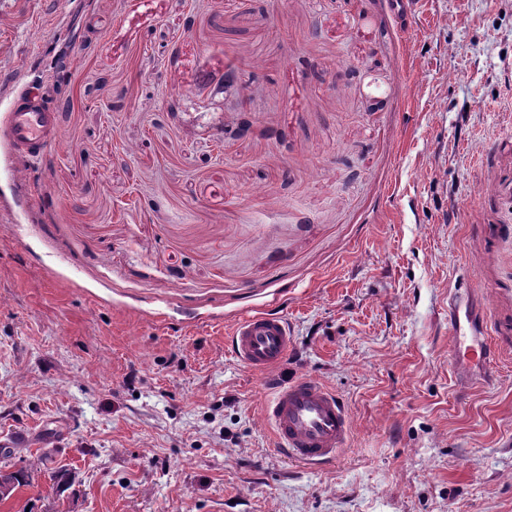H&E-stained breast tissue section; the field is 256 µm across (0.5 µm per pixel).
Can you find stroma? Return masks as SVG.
Listing matches in <instances>:
<instances>
[{
	"instance_id": "1",
	"label": "stroma",
	"mask_w": 512,
	"mask_h": 512,
	"mask_svg": "<svg viewBox=\"0 0 512 512\" xmlns=\"http://www.w3.org/2000/svg\"><path fill=\"white\" fill-rule=\"evenodd\" d=\"M257 313L346 403L335 463L274 450ZM1 466L0 512H512V0H0ZM56 119V113L34 94L14 100L8 126L17 149L32 159L43 160L53 142ZM448 310L451 321L450 356L466 383L469 380H481L487 384L493 383L495 378L494 363L498 356V349L488 341L487 327L480 313V328L475 326L477 313L473 312L472 304H464L461 296L451 300ZM287 321L275 314H257L239 321L230 336L231 352L249 368L275 372L291 345Z\"/></svg>"
}]
</instances>
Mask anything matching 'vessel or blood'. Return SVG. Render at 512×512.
I'll use <instances>...</instances> for the list:
<instances>
[{"label":"vessel or blood","mask_w":512,"mask_h":512,"mask_svg":"<svg viewBox=\"0 0 512 512\" xmlns=\"http://www.w3.org/2000/svg\"><path fill=\"white\" fill-rule=\"evenodd\" d=\"M57 116L44 101L28 94L11 104L8 126L19 151L40 160L53 142ZM451 321L450 355L464 380H495L497 348L486 328L475 325L471 304L454 297L448 311ZM291 345L287 321L275 314H257L239 321L230 336L231 352L249 368L270 374L271 397L263 405L279 454L288 460L322 466L332 463L346 445L351 422L343 400L322 384L298 378L286 383L275 378Z\"/></svg>","instance_id":"1"}]
</instances>
